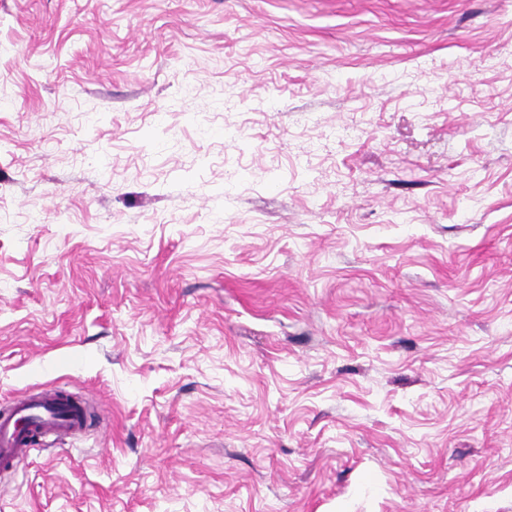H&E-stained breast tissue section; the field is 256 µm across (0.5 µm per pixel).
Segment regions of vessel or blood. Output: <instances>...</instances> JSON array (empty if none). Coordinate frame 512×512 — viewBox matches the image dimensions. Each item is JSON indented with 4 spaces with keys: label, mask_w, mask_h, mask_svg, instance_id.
<instances>
[{
    "label": "vessel or blood",
    "mask_w": 512,
    "mask_h": 512,
    "mask_svg": "<svg viewBox=\"0 0 512 512\" xmlns=\"http://www.w3.org/2000/svg\"><path fill=\"white\" fill-rule=\"evenodd\" d=\"M71 398V393L52 387L38 394L21 393L0 407V469L30 457L39 439L62 440L82 431L85 409Z\"/></svg>",
    "instance_id": "vessel-or-blood-1"
}]
</instances>
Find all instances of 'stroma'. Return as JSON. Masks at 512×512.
Returning a JSON list of instances; mask_svg holds the SVG:
<instances>
[{
    "instance_id": "1",
    "label": "stroma",
    "mask_w": 512,
    "mask_h": 512,
    "mask_svg": "<svg viewBox=\"0 0 512 512\" xmlns=\"http://www.w3.org/2000/svg\"><path fill=\"white\" fill-rule=\"evenodd\" d=\"M0 512H512V0H0ZM85 421L82 403L62 388L21 393L7 407H0V469L42 449L37 448V437L63 440L82 431Z\"/></svg>"
}]
</instances>
